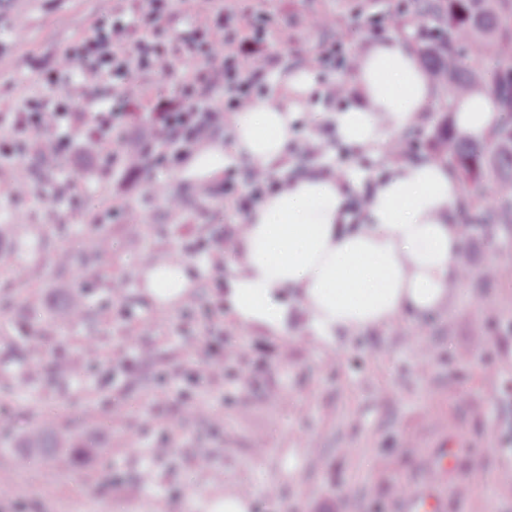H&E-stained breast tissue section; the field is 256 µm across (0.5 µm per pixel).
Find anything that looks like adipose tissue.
Segmentation results:
<instances>
[{"instance_id":"ef3b65f1","label":"adipose tissue","mask_w":512,"mask_h":512,"mask_svg":"<svg viewBox=\"0 0 512 512\" xmlns=\"http://www.w3.org/2000/svg\"><path fill=\"white\" fill-rule=\"evenodd\" d=\"M351 94L336 109L334 131L346 146L369 152L401 141L435 96L416 49L389 34L357 54ZM282 95L260 98L232 122L230 150L202 145L196 171L223 170L229 156L271 169L286 160L293 123L309 96L307 68L282 73ZM458 136L482 140L499 112L485 93L454 98ZM345 180L304 168L283 177L239 225L225 251L224 300L239 327L288 340L302 313L310 341L398 324L406 312L442 311L463 279L462 186L433 157L409 159L375 176L360 223L348 221ZM139 275L158 308L184 303L194 287L188 263L170 254L145 261Z\"/></svg>"}]
</instances>
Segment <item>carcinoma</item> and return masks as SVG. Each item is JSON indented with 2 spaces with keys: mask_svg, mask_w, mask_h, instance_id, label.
<instances>
[{
  "mask_svg": "<svg viewBox=\"0 0 512 512\" xmlns=\"http://www.w3.org/2000/svg\"><path fill=\"white\" fill-rule=\"evenodd\" d=\"M418 15L434 23L437 42L421 49L423 63L451 95L488 87L497 110L512 114V0H418ZM432 156L459 177L471 201L488 175H494L497 206L482 218L487 230L512 224V123L505 122L483 141L460 138L443 122L430 139Z\"/></svg>",
  "mask_w": 512,
  "mask_h": 512,
  "instance_id": "carcinoma-1",
  "label": "carcinoma"
}]
</instances>
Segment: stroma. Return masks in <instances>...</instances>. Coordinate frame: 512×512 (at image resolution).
Segmentation results:
<instances>
[{
  "label": "stroma",
  "instance_id": "1",
  "mask_svg": "<svg viewBox=\"0 0 512 512\" xmlns=\"http://www.w3.org/2000/svg\"><path fill=\"white\" fill-rule=\"evenodd\" d=\"M415 3L252 0L271 20L266 45L278 70L314 58L336 36L350 53L385 34L423 47L430 26ZM112 5L0 0V109L39 95L45 71ZM315 13L325 18L317 30L308 26ZM396 15L401 24H393ZM20 17L22 42L12 34ZM279 27L288 43L277 39ZM333 111L309 98L295 137L321 150L309 166L359 171L365 191L396 157L427 153L429 135L452 108L439 92L404 137L402 154L385 145L372 156L336 140ZM17 171L34 198L70 181L82 204L21 203L9 196V179L0 180V224L14 227L0 240V512H194L214 477L251 489L254 512H404V494L427 486L446 512H512V231L476 226L463 252L470 274L447 310L322 350L302 332L285 345L256 335L220 310L215 284L228 269L215 254L245 220L224 201L223 174L208 177L203 190L199 173L184 165L120 167L102 180L77 154L50 169L25 158ZM158 182L180 198V209L155 193ZM116 202L139 223L113 214ZM102 229L110 249L93 261L76 253L61 271L58 252ZM171 250L191 265L197 303L159 320L138 269L145 256ZM492 263L497 275L484 276ZM30 268L37 276L24 291L18 283ZM115 285L124 289L117 309H102ZM76 292L92 314L69 331L54 329L51 317ZM90 334L111 358L90 372L56 375L57 358ZM34 341L40 352L31 351ZM218 343L220 361L207 354ZM117 409L123 418H113ZM42 420L70 432L66 465L54 462V449L25 448L28 429ZM135 430L147 441L129 445Z\"/></svg>",
  "mask_w": 512,
  "mask_h": 512
}]
</instances>
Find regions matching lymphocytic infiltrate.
Segmentation results:
<instances>
[{
	"instance_id": "f902f5d3",
	"label": "lymphocytic infiltrate",
	"mask_w": 512,
	"mask_h": 512,
	"mask_svg": "<svg viewBox=\"0 0 512 512\" xmlns=\"http://www.w3.org/2000/svg\"><path fill=\"white\" fill-rule=\"evenodd\" d=\"M169 6L170 0H132L101 14L91 37L58 56L43 78V93L15 105L10 136L0 141V170H11L20 156L58 163L82 150L97 158V174L106 177L120 159L111 150L113 133L131 109L147 103L153 114L134 145L155 165L175 167L249 107L275 63L254 33L255 19L218 12L217 0H188L191 34L177 40L162 25ZM313 66L323 74L324 101L345 100L343 75L353 70V56L331 42ZM160 74L175 85L169 96L153 100L147 79ZM217 91L224 96L220 108L211 100ZM272 184L271 172L250 168L240 179L225 178L224 197L246 208Z\"/></svg>"
}]
</instances>
